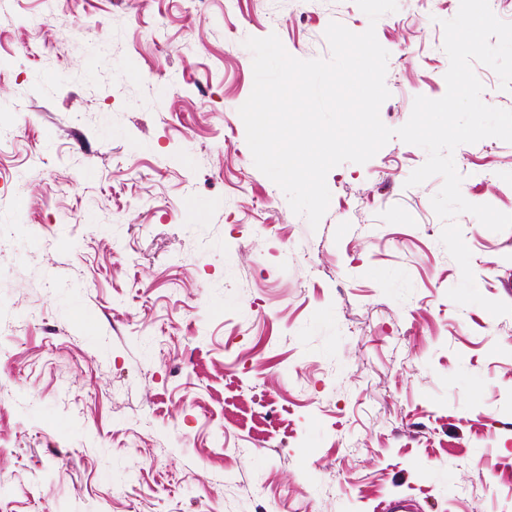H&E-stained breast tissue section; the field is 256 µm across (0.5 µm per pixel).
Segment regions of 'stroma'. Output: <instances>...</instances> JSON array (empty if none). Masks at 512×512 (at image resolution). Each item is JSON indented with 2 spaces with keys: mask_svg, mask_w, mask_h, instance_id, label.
<instances>
[{
  "mask_svg": "<svg viewBox=\"0 0 512 512\" xmlns=\"http://www.w3.org/2000/svg\"><path fill=\"white\" fill-rule=\"evenodd\" d=\"M397 4L0 0V512H512V315L448 298L426 151L331 169L313 228L238 113L247 38L327 60L336 21L374 27L403 126L460 0ZM454 161L512 214V143ZM457 223L512 304V229Z\"/></svg>",
  "mask_w": 512,
  "mask_h": 512,
  "instance_id": "35a3bbf8",
  "label": "stroma"
}]
</instances>
